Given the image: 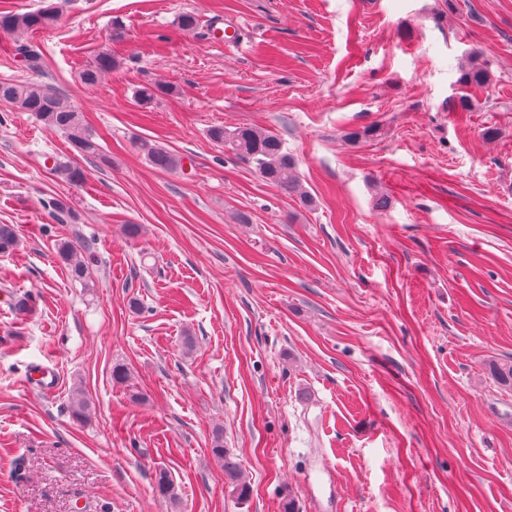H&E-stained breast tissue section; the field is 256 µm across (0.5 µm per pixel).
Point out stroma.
Instances as JSON below:
<instances>
[{"instance_id": "35a3bbf8", "label": "stroma", "mask_w": 512, "mask_h": 512, "mask_svg": "<svg viewBox=\"0 0 512 512\" xmlns=\"http://www.w3.org/2000/svg\"><path fill=\"white\" fill-rule=\"evenodd\" d=\"M28 41L43 73L0 34V80L62 94L102 155L0 102V224L18 236L0 253V512H282L288 494L296 512H512V389L485 370L512 361V0H63ZM105 50L118 68L85 87ZM472 50L494 77L463 112ZM147 84L166 91L143 104ZM218 125L279 135L313 207L213 142ZM54 197L77 223L49 218ZM81 237L82 282L56 254ZM141 150L147 160L156 168L174 170L181 166L180 158L161 145L144 141L141 143ZM211 453L223 462L224 480L229 484L241 501H246L251 492L250 483L240 470L237 462L227 448H224V441L220 434H216L212 440Z\"/></svg>"}]
</instances>
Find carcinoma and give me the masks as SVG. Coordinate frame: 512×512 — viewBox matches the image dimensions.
Returning a JSON list of instances; mask_svg holds the SVG:
<instances>
[{
    "label": "carcinoma",
    "mask_w": 512,
    "mask_h": 512,
    "mask_svg": "<svg viewBox=\"0 0 512 512\" xmlns=\"http://www.w3.org/2000/svg\"><path fill=\"white\" fill-rule=\"evenodd\" d=\"M60 16V6L54 0L35 11L19 13L12 10L0 11V32L24 34L41 31L55 26ZM17 51L23 58L27 69L40 72L43 69L42 54L28 42L17 45ZM116 68V60L108 51L100 52L80 73L81 83L86 87L97 84L99 77ZM459 84L468 89L486 88L493 81V73L482 55L473 51L458 66ZM0 102L8 103L22 112H31L45 126L63 133L74 150L83 158L101 157L98 135L86 127L80 113L67 104L60 96L38 84L0 81ZM210 138L228 146L237 155L254 164L259 176L266 182L286 194H296L301 202L310 206L313 199L300 191L297 165L294 157L284 150L281 139L274 132L255 127H238L226 131L214 127ZM141 150L147 160L162 170H174L181 166L180 158L161 145L144 141ZM51 170L65 181L78 185L85 180L84 170L77 164L53 163ZM49 217L56 224L76 223V212L71 203L64 199L53 198L47 201ZM17 244V235L11 224H0V252L6 253ZM88 248L82 243L64 241L58 244V254L68 266L75 280H82L88 270ZM488 373L503 387L512 388V362L491 360L487 364ZM72 414L77 419L86 417L91 411V401L85 393L76 389L72 393ZM211 453L220 459L224 466V480L237 497L245 501L249 498L251 487L228 449L224 448L221 435L212 440ZM156 491L165 499L176 498L175 486L164 470L156 474Z\"/></svg>",
    "instance_id": "1"
}]
</instances>
